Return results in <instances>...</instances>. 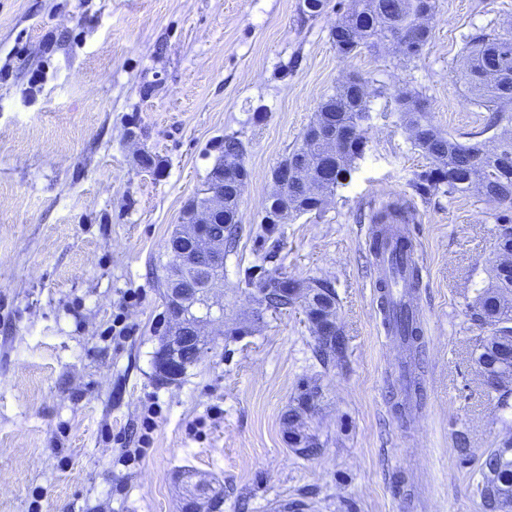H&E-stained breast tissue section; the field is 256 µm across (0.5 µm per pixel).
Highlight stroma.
<instances>
[{
    "label": "stroma",
    "instance_id": "obj_1",
    "mask_svg": "<svg viewBox=\"0 0 512 512\" xmlns=\"http://www.w3.org/2000/svg\"><path fill=\"white\" fill-rule=\"evenodd\" d=\"M419 56L397 45L338 54L354 0H0V512H180L191 475L224 485L220 512H481L473 455L506 432L475 363L468 306L495 258L498 204L469 192L415 195L431 161L396 90L468 141L487 112L461 73L471 34L512 38V0H435ZM365 79L371 119L350 178L322 212L265 231L272 171L319 104ZM244 144L239 235L211 294L201 359L159 379L166 244L219 159ZM420 244L414 303L424 400L390 394L407 358L378 307L371 224L397 198ZM331 281L346 357L323 365L300 306L258 303L252 275ZM122 319L129 335L112 337ZM321 443L302 457L286 415L303 384ZM161 413L136 447L146 405Z\"/></svg>",
    "mask_w": 512,
    "mask_h": 512
}]
</instances>
